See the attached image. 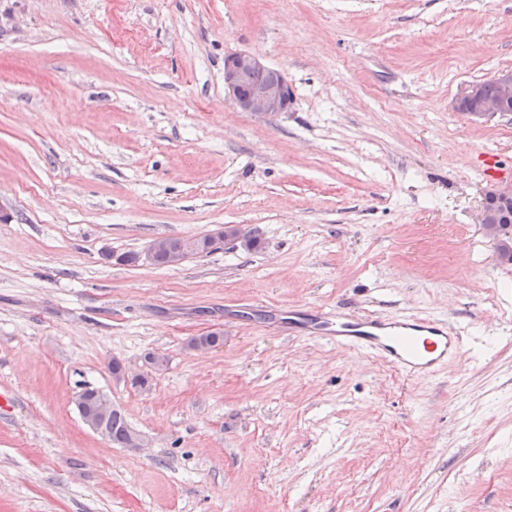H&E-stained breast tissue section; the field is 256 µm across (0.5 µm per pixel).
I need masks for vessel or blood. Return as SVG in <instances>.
<instances>
[{
  "label": "vessel or blood",
  "instance_id": "1",
  "mask_svg": "<svg viewBox=\"0 0 512 512\" xmlns=\"http://www.w3.org/2000/svg\"><path fill=\"white\" fill-rule=\"evenodd\" d=\"M312 330L326 341L377 353L410 377L433 375L462 347L459 334L432 316L326 319L314 322Z\"/></svg>",
  "mask_w": 512,
  "mask_h": 512
}]
</instances>
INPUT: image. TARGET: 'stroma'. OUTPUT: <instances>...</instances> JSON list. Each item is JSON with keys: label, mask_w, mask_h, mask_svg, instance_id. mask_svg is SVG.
Returning a JSON list of instances; mask_svg holds the SVG:
<instances>
[{"label": "stroma", "mask_w": 512, "mask_h": 512, "mask_svg": "<svg viewBox=\"0 0 512 512\" xmlns=\"http://www.w3.org/2000/svg\"><path fill=\"white\" fill-rule=\"evenodd\" d=\"M239 51L288 111L225 100ZM506 67L512 0H0V512H512V264L476 222L512 114L454 107ZM222 226L259 247L147 258ZM317 312L465 344L413 378ZM80 396L85 399L84 402L77 401V407L82 417L88 416L92 409H95L98 405L103 403H109L111 405L110 412L99 421L101 432L113 443L127 446L131 437L135 435V432L128 427L122 414L116 408L112 407V402L103 393L94 388H85ZM106 411V407L100 408L97 412V418L86 419L84 422L91 429L100 434L98 419L105 415Z\"/></svg>", "instance_id": "obj_1"}]
</instances>
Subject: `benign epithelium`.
Here are the masks:
<instances>
[{
    "label": "benign epithelium",
    "instance_id": "benign-epithelium-1",
    "mask_svg": "<svg viewBox=\"0 0 512 512\" xmlns=\"http://www.w3.org/2000/svg\"><path fill=\"white\" fill-rule=\"evenodd\" d=\"M255 73L268 77L260 84H250ZM497 93L484 96L483 84L471 83L455 101L459 112L473 119L502 115L512 105V69L501 70L493 78ZM224 92L242 112L273 116L288 109L292 91L285 74L267 65L253 53H234L224 57ZM472 101L480 102L476 111L468 109ZM479 224L492 241L498 261L512 262V181H501L485 187L479 212ZM245 236L238 228L222 227L208 234L210 243L221 248L228 241Z\"/></svg>",
    "mask_w": 512,
    "mask_h": 512
}]
</instances>
